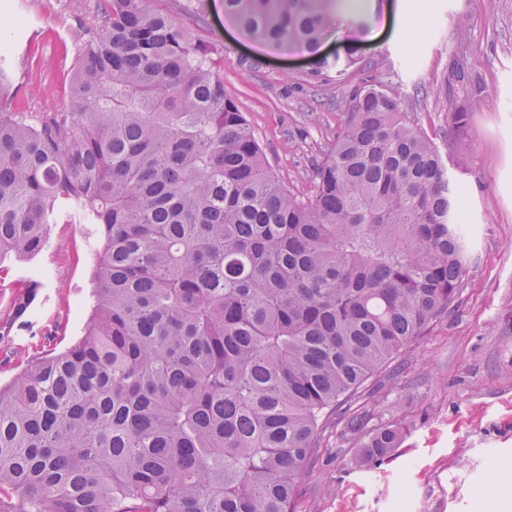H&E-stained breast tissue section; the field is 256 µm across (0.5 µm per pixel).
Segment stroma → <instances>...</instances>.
Returning <instances> with one entry per match:
<instances>
[{"mask_svg": "<svg viewBox=\"0 0 512 512\" xmlns=\"http://www.w3.org/2000/svg\"><path fill=\"white\" fill-rule=\"evenodd\" d=\"M415 29L400 20L402 4ZM321 44L332 56L359 48L344 72L309 73L305 53L242 35L208 0L196 37L224 50V92L244 112L279 179L311 192L312 164L331 146L353 91L382 84L448 160L475 228L460 295L426 336L398 354L333 414L299 478L296 512H487L512 498V0H340ZM22 15L24 25L13 22ZM90 25L88 0H0V51L21 61L14 80L27 112L62 110L70 70ZM467 113L449 126L443 99ZM450 105V106H451ZM89 224H56L46 248L7 261L0 274V383L35 356L42 334L63 322L80 336L93 282ZM42 283L32 326L8 325L17 283ZM365 431L391 422L405 437L381 464L359 459L352 416Z\"/></svg>", "mask_w": 512, "mask_h": 512, "instance_id": "1", "label": "stroma"}]
</instances>
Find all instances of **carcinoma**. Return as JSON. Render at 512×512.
Returning <instances> with one entry per match:
<instances>
[{"label": "carcinoma", "instance_id": "obj_1", "mask_svg": "<svg viewBox=\"0 0 512 512\" xmlns=\"http://www.w3.org/2000/svg\"><path fill=\"white\" fill-rule=\"evenodd\" d=\"M154 2L94 0L62 112L18 111L0 55V261L54 224L98 239L83 335L0 386V512H296L325 415L448 316L470 260L456 180L398 96L351 97L299 198L224 94V50ZM336 2L224 16L318 75ZM402 437L378 428L361 461Z\"/></svg>", "mask_w": 512, "mask_h": 512}]
</instances>
